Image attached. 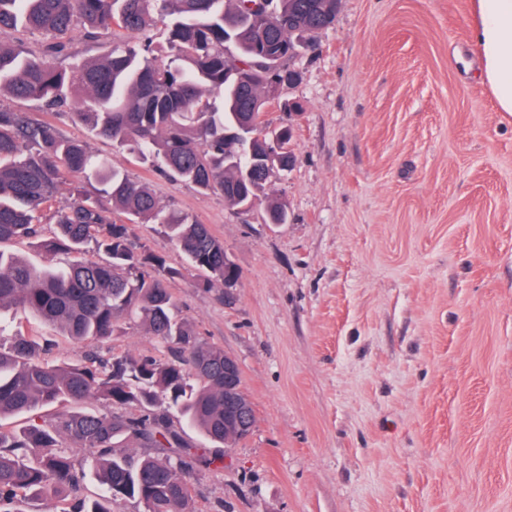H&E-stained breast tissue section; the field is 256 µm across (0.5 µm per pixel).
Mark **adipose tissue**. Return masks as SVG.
Returning <instances> with one entry per match:
<instances>
[{"instance_id":"ef3b65f1","label":"adipose tissue","mask_w":512,"mask_h":512,"mask_svg":"<svg viewBox=\"0 0 512 512\" xmlns=\"http://www.w3.org/2000/svg\"><path fill=\"white\" fill-rule=\"evenodd\" d=\"M474 45L483 81L500 110L512 113V0H479Z\"/></svg>"}]
</instances>
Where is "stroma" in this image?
<instances>
[{
    "mask_svg": "<svg viewBox=\"0 0 512 512\" xmlns=\"http://www.w3.org/2000/svg\"><path fill=\"white\" fill-rule=\"evenodd\" d=\"M478 0H341L269 107L297 156L242 213L174 182L70 114L7 101L87 142L161 205L210 225L239 277L196 287L160 224L132 239L181 271L175 312L223 346L256 423L235 447L185 429L195 512H512V114L480 77ZM50 362L170 359L138 321L74 342L25 314Z\"/></svg>",
    "mask_w": 512,
    "mask_h": 512,
    "instance_id": "35a3bbf8",
    "label": "stroma"
}]
</instances>
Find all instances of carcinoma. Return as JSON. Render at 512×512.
Returning a JSON list of instances; mask_svg holds the SVG:
<instances>
[{
    "instance_id": "obj_1",
    "label": "carcinoma",
    "mask_w": 512,
    "mask_h": 512,
    "mask_svg": "<svg viewBox=\"0 0 512 512\" xmlns=\"http://www.w3.org/2000/svg\"><path fill=\"white\" fill-rule=\"evenodd\" d=\"M0 0V33L19 28L51 37L40 54L0 42V98L48 108L74 98L72 115L98 137L164 175L201 192L219 190L229 206H255L268 183V163L289 170L293 133L264 119L279 100L295 54L334 25L340 0ZM164 18L174 59L150 57L138 37ZM119 29L131 40L75 67L63 65L70 37ZM68 200L53 207L62 187ZM56 224L40 238L45 212ZM162 224L211 288L239 277L224 243L206 224L165 210L151 186L94 159L85 141L47 122L0 107V245L35 239L62 269L36 267L0 250V316L28 311L76 342L109 341L126 318H139L173 359L92 353L84 362L42 359L35 336L21 329L0 342V418L58 404L47 426L0 429V512H22L18 496L69 499L64 512H114L123 499L143 512H193L191 448L174 425L232 446L242 436L224 390V347L208 343L173 313L166 282L181 275L132 241L126 222ZM285 205L266 198L265 223L285 224ZM104 252L108 260L87 257ZM90 398L136 408L129 415L78 408ZM84 450L101 493L79 494L84 470L63 441ZM153 448L136 455L133 445Z\"/></svg>"
}]
</instances>
